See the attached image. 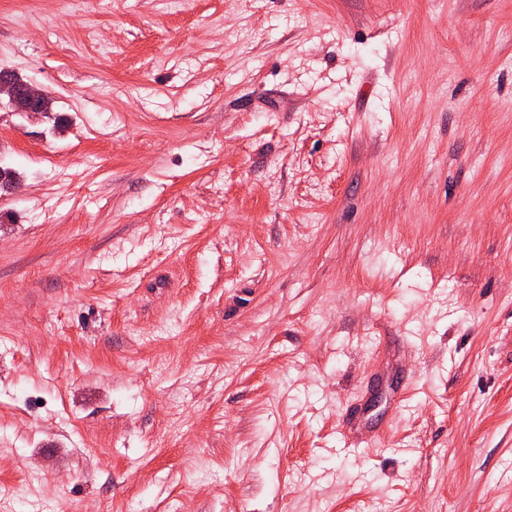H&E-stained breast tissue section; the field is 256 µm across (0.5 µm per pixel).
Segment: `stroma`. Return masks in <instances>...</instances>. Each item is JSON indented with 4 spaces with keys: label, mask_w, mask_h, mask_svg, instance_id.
Wrapping results in <instances>:
<instances>
[{
    "label": "stroma",
    "mask_w": 512,
    "mask_h": 512,
    "mask_svg": "<svg viewBox=\"0 0 512 512\" xmlns=\"http://www.w3.org/2000/svg\"><path fill=\"white\" fill-rule=\"evenodd\" d=\"M0 70V512H512V0H0ZM11 75L17 80H23L15 73ZM13 78L7 75L0 76V106L2 100L7 99V106L12 112H44L50 98L48 93L30 80L19 83Z\"/></svg>",
    "instance_id": "obj_1"
}]
</instances>
